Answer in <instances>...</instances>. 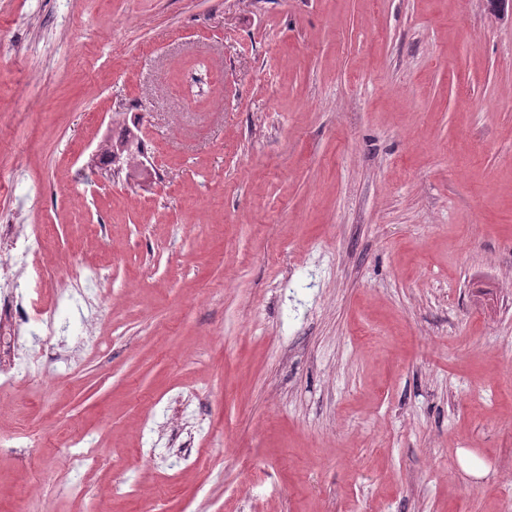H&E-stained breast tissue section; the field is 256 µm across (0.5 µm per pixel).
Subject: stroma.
<instances>
[{
	"mask_svg": "<svg viewBox=\"0 0 512 512\" xmlns=\"http://www.w3.org/2000/svg\"><path fill=\"white\" fill-rule=\"evenodd\" d=\"M120 126L145 168L101 165ZM14 170L0 213L43 228L61 346L0 390V512L512 503V17L487 0H0Z\"/></svg>",
	"mask_w": 512,
	"mask_h": 512,
	"instance_id": "1",
	"label": "stroma"
}]
</instances>
